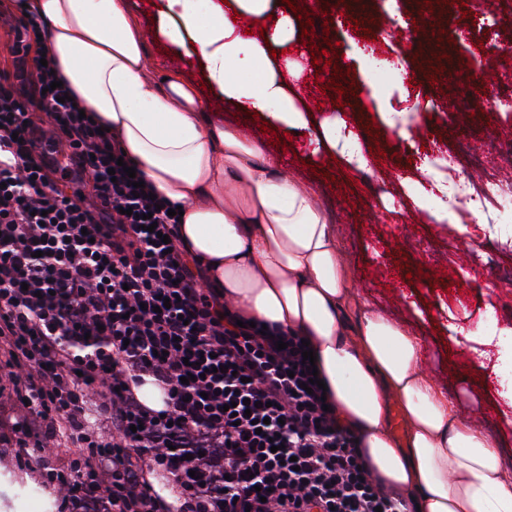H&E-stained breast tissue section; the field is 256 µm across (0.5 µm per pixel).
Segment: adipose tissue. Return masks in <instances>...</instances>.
Listing matches in <instances>:
<instances>
[{
	"mask_svg": "<svg viewBox=\"0 0 512 512\" xmlns=\"http://www.w3.org/2000/svg\"><path fill=\"white\" fill-rule=\"evenodd\" d=\"M24 2L76 97L156 191L182 208L180 244L203 265L208 285L256 321L311 339L331 398L376 474L410 493L419 512H512V468L426 376L419 337L367 306L348 325L349 276L312 193L281 174L263 143L203 111L195 84L148 77L128 0ZM154 7L161 19L182 21L166 33L179 47L184 31H195L196 10L208 14L190 55L225 100L276 129L304 125L294 97L302 61L269 57L271 46L294 45L292 17L274 14L270 0H154ZM441 189L429 180L416 205L439 224L471 223L475 211H449ZM391 398L410 422L401 441L385 425Z\"/></svg>",
	"mask_w": 512,
	"mask_h": 512,
	"instance_id": "1",
	"label": "adipose tissue"
}]
</instances>
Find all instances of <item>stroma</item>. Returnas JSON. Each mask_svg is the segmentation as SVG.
I'll list each match as a JSON object with an SVG mask.
<instances>
[{
    "instance_id": "stroma-1",
    "label": "stroma",
    "mask_w": 512,
    "mask_h": 512,
    "mask_svg": "<svg viewBox=\"0 0 512 512\" xmlns=\"http://www.w3.org/2000/svg\"><path fill=\"white\" fill-rule=\"evenodd\" d=\"M277 12L290 5L306 8L314 24L303 56H316L307 65L298 92L302 99L318 98L323 108H308L306 126L287 132L266 127L258 114L238 111L216 89L207 86L200 63L187 57L159 31L151 0H129L137 24L146 36L149 74L174 72L200 86L206 111L222 115L225 123L241 126L263 142L267 155L281 158L288 177L308 187L336 228L344 255L354 306L347 310L356 320L357 303H368L386 317L420 336L422 366L436 385L453 401L459 416L473 427L492 435L502 462L512 466V423L504 416L497 387L485 380L482 359L459 345L454 329L482 327L501 336L512 331V318L499 319L493 312L512 303V283L503 276L512 266V247L498 250L488 264L475 243L496 236L499 226L468 224L466 231L432 223L416 208L411 193L424 180L420 148H448L466 138L484 145L489 156H498L497 145L512 136V112H489L479 107H458L456 112L439 106L457 101L463 85L472 79L477 65L468 56L464 40H443L447 74H439L425 62L413 39L384 40L389 11L384 0H369L366 28L355 25L358 7L351 0H333L322 8L318 0H273ZM335 49H325V41ZM319 54H312V47ZM397 60L404 80L377 90L368 78L379 61ZM346 71L343 94L327 88L334 70ZM334 118L362 131L361 147L369 168L359 171L343 154L317 145L325 125ZM407 123V137L398 134V123ZM381 155H374L373 146ZM449 253L447 278L435 279L432 251ZM403 266H396L397 257ZM17 410L12 386L0 388V512H35L22 491L35 493L36 512H59L60 497L47 479L42 464L20 463L25 449L10 427Z\"/></svg>"
}]
</instances>
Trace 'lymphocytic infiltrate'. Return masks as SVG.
I'll return each instance as SVG.
<instances>
[{
    "label": "lymphocytic infiltrate",
    "mask_w": 512,
    "mask_h": 512,
    "mask_svg": "<svg viewBox=\"0 0 512 512\" xmlns=\"http://www.w3.org/2000/svg\"><path fill=\"white\" fill-rule=\"evenodd\" d=\"M40 28L19 21L0 69V379L16 387L17 433L76 447L51 475L61 512H408L322 388L306 392L300 335L239 327L163 197L133 196L121 145L54 87ZM58 144L71 191L48 154ZM148 380L162 409L137 396Z\"/></svg>",
    "instance_id": "obj_1"
}]
</instances>
